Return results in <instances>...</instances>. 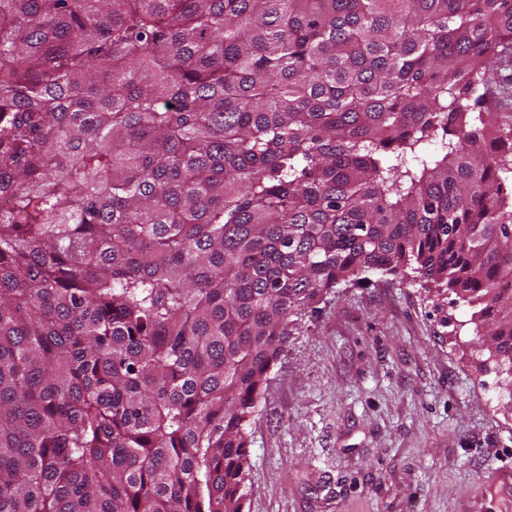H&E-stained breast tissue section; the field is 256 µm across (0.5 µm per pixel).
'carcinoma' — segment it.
<instances>
[{"instance_id":"carcinoma-1","label":"carcinoma","mask_w":512,"mask_h":512,"mask_svg":"<svg viewBox=\"0 0 512 512\" xmlns=\"http://www.w3.org/2000/svg\"><path fill=\"white\" fill-rule=\"evenodd\" d=\"M512 0H0V512H245L295 317L404 274L512 377Z\"/></svg>"}]
</instances>
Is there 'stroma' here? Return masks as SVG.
Instances as JSON below:
<instances>
[{
    "instance_id": "1",
    "label": "stroma",
    "mask_w": 512,
    "mask_h": 512,
    "mask_svg": "<svg viewBox=\"0 0 512 512\" xmlns=\"http://www.w3.org/2000/svg\"><path fill=\"white\" fill-rule=\"evenodd\" d=\"M473 307L412 275L306 310L249 427L246 512H512V378ZM483 481L486 491L490 494L512 498V470L504 468L490 469Z\"/></svg>"
}]
</instances>
